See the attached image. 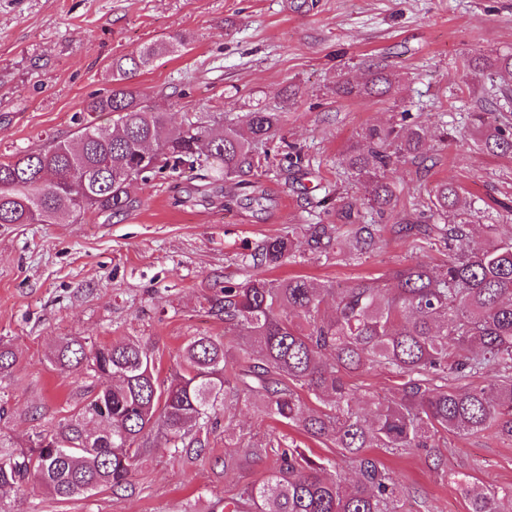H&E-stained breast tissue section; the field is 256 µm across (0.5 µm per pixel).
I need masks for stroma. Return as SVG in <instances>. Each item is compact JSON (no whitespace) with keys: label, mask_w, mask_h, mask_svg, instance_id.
Masks as SVG:
<instances>
[{"label":"stroma","mask_w":512,"mask_h":512,"mask_svg":"<svg viewBox=\"0 0 512 512\" xmlns=\"http://www.w3.org/2000/svg\"><path fill=\"white\" fill-rule=\"evenodd\" d=\"M181 35L185 51L138 72L132 87L165 112L243 113L262 107L282 116L281 134L300 151L299 166L270 152L261 183L264 211L223 198L204 204L196 173L135 182L138 210L77 224H0V341L18 362L0 378V443L26 446L38 431L70 416L92 384L85 369L59 370L54 343L133 339L154 351L159 377L181 370L193 336H220L224 322L206 298L225 279H244L247 254L294 224L334 223L324 194L361 200L367 181L348 174L349 148L369 129L422 126L423 153L398 158L385 173L398 200L385 215L382 241L358 262L308 258L270 270L343 286L419 259L448 262L443 241L414 244L398 234L426 209L435 186L453 182L463 198L472 241L512 234V154L479 143L484 126H512L503 89L466 66L468 58L512 52V0H0V161L72 137L91 94L112 87V61ZM383 60L399 76L383 98L336 95L340 72L364 73ZM356 406L390 397L399 381L373 365L355 375ZM201 455L171 458L152 441L127 490L59 501L27 487L0 497L7 512H209L261 482L279 464L272 440L325 459L346 483L356 470L332 445L270 418L250 400L218 413ZM236 445H224L225 436ZM376 456L396 475L402 512H469L474 489L512 488V445L492 434L448 435L438 447Z\"/></svg>","instance_id":"1"}]
</instances>
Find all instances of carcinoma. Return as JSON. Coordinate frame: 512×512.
Returning <instances> with one entry per match:
<instances>
[{
	"label": "carcinoma",
	"instance_id": "1",
	"mask_svg": "<svg viewBox=\"0 0 512 512\" xmlns=\"http://www.w3.org/2000/svg\"><path fill=\"white\" fill-rule=\"evenodd\" d=\"M182 47L177 35L168 46H144L112 61V90L93 95L86 106L88 115L107 114L112 124L90 120L78 127L75 143L55 139L0 161V224L77 223L89 214L109 220L140 206L129 193L134 182L186 169L225 189L226 208L262 205L261 157L287 148L279 113L256 108L238 124L209 112L172 128L167 113L126 85L132 74ZM468 66L512 84V52L474 57ZM369 70L363 83L340 77L336 94L392 93L391 66L379 61ZM365 140L351 148L346 164L371 183L366 205L382 215L396 194L381 173L393 156L419 153L425 135L392 127L372 129ZM482 146L512 153V127L486 130ZM431 204L422 224L401 232L441 236L448 267L440 273L415 261L387 280L362 278L345 288L265 276L307 252L331 255L341 236L350 240L348 260L376 249L377 225L361 222L352 200L336 206L338 224H304L265 241L249 254L255 272L241 282L224 281L208 298L211 313L224 319V337L190 338L183 373L169 383L159 379L152 350L138 341L58 340L51 351L55 366L83 367L101 383L64 423L35 433L27 448L0 445V490L30 483L60 501L124 490L152 435L175 455L198 454L206 448L200 433L211 414L242 396L280 423L340 449L358 479L353 485L324 479L321 463L290 448L266 479L230 499L233 512H400L396 476L368 449L411 452L438 447L444 434L487 431L512 443V237L474 248L468 225L431 223L462 208L454 185H436ZM330 294L335 309L327 316L322 304ZM233 349L243 353L244 364L231 368L226 356ZM15 364L14 352L1 343L0 377ZM374 364L400 379V397L373 402L367 419L352 406L359 394L350 377ZM450 374L467 387H448ZM303 391L317 409L307 408ZM470 512H497L496 492L472 494Z\"/></svg>",
	"mask_w": 512,
	"mask_h": 512
}]
</instances>
